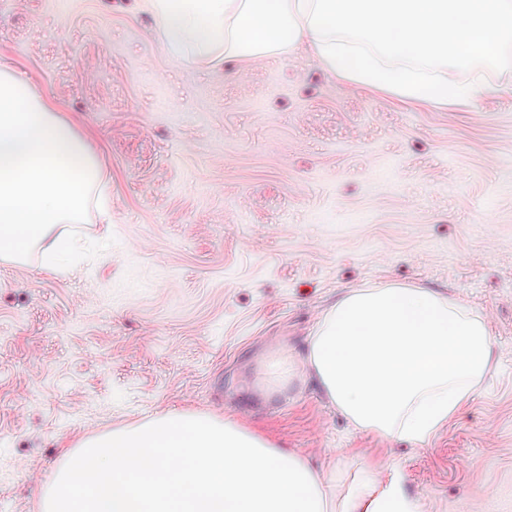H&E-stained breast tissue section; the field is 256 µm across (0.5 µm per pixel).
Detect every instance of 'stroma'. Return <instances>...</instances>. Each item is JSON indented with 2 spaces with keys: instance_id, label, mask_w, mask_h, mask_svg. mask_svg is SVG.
Listing matches in <instances>:
<instances>
[{
  "instance_id": "35a3bbf8",
  "label": "stroma",
  "mask_w": 512,
  "mask_h": 512,
  "mask_svg": "<svg viewBox=\"0 0 512 512\" xmlns=\"http://www.w3.org/2000/svg\"><path fill=\"white\" fill-rule=\"evenodd\" d=\"M0 60L110 178L70 272L0 263V512H40L63 449L162 412L232 417L312 464L376 462L420 512H512V68L468 108L348 83L308 52L170 56L142 0H0ZM431 288L488 318L495 366L427 441L355 429L296 375L356 288Z\"/></svg>"
}]
</instances>
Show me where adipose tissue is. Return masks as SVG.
<instances>
[{
	"mask_svg": "<svg viewBox=\"0 0 512 512\" xmlns=\"http://www.w3.org/2000/svg\"><path fill=\"white\" fill-rule=\"evenodd\" d=\"M170 55L283 59L309 48L336 77L415 104L492 92L459 69L512 63V0H145ZM103 169L57 103L0 64V262L39 247L62 272ZM486 315L422 287L353 290L322 313L303 364L360 430L424 441L490 372ZM42 512H418L374 467L349 477L229 419L170 412L66 449Z\"/></svg>",
	"mask_w": 512,
	"mask_h": 512,
	"instance_id": "adipose-tissue-1",
	"label": "adipose tissue"
}]
</instances>
